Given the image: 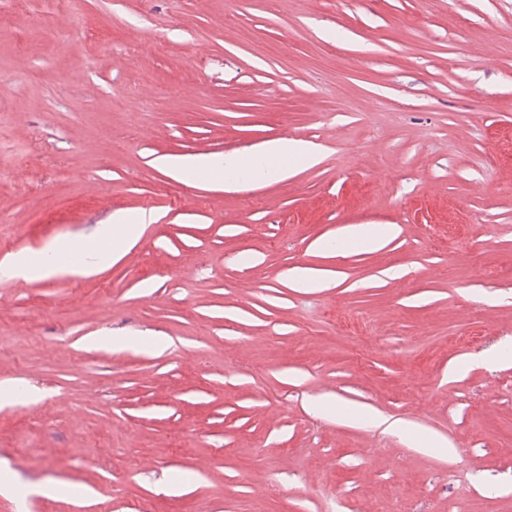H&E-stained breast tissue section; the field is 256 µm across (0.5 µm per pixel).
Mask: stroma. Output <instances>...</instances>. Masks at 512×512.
Masks as SVG:
<instances>
[{
    "label": "stroma",
    "instance_id": "35a3bbf8",
    "mask_svg": "<svg viewBox=\"0 0 512 512\" xmlns=\"http://www.w3.org/2000/svg\"><path fill=\"white\" fill-rule=\"evenodd\" d=\"M87 4L24 47L43 0H0V262L152 221L0 279V385L37 391L0 401V512H512V0ZM280 137L316 162L159 166ZM350 224L395 230L327 250ZM151 221V217L145 212L122 213L116 212L112 215V221L102 224L98 230V237L102 239L112 240V250L104 251L96 247L95 244L86 248L87 261L85 269L72 270L74 273H90L97 268L112 263L118 252L119 244L131 240L142 224Z\"/></svg>",
    "mask_w": 512,
    "mask_h": 512
}]
</instances>
